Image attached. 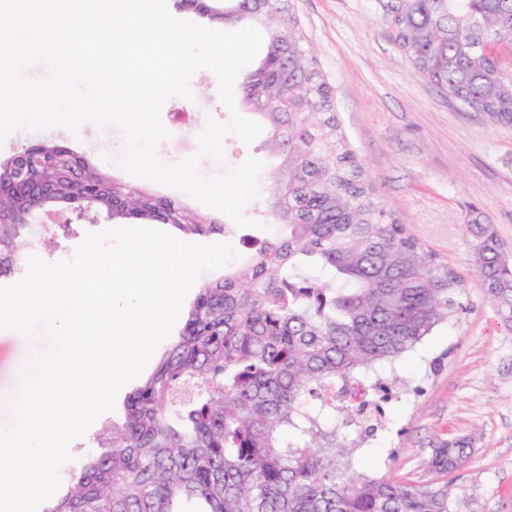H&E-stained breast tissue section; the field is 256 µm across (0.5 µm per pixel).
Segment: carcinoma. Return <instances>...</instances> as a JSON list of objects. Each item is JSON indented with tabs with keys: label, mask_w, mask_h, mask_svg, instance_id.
<instances>
[{
	"label": "carcinoma",
	"mask_w": 512,
	"mask_h": 512,
	"mask_svg": "<svg viewBox=\"0 0 512 512\" xmlns=\"http://www.w3.org/2000/svg\"><path fill=\"white\" fill-rule=\"evenodd\" d=\"M224 28L267 34L239 73V104L259 115L280 159L263 198L279 233L204 283L179 338L108 418L43 512H458L449 485L404 484L356 468L376 433L371 380L462 311L460 276L377 201L286 0H178ZM407 62L462 107L512 125V82L494 48L512 38V0H405L389 19ZM49 182L59 208L91 186L100 213L170 224L182 235L233 234L178 200L117 182L54 141L0 161V278L21 262L34 198L12 186ZM476 269L512 331V252L489 226L468 225ZM357 386L343 429L336 389ZM472 440L434 445L440 475Z\"/></svg>",
	"instance_id": "1"
}]
</instances>
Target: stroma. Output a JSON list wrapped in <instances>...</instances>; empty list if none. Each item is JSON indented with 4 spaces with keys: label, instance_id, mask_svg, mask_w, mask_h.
<instances>
[{
    "label": "stroma",
    "instance_id": "obj_1",
    "mask_svg": "<svg viewBox=\"0 0 512 512\" xmlns=\"http://www.w3.org/2000/svg\"><path fill=\"white\" fill-rule=\"evenodd\" d=\"M398 0H290L310 50L334 90L342 125L372 182L375 195L407 231L438 254L464 281L460 318L441 324L408 352L389 381L383 402L387 424L362 448L357 463L372 477L416 485L448 480L460 512H512V333L498 323L476 274L467 236L473 221L490 225L512 247V127H494L482 113L464 110L414 70L394 43L389 18ZM192 99L170 98L161 120L169 139L157 147L167 164L195 154L207 121L229 124L210 70L197 71ZM43 140L86 157L114 179L142 180L121 165L124 142L113 126L82 124L18 129L0 142L4 160ZM267 135L244 143L223 139V162L202 159L212 177L248 157L275 161ZM77 221L68 235L31 237L28 254L48 263L71 259L87 234L111 228ZM35 338L0 329V428L32 353L47 350ZM473 439L464 468L441 477L427 467L436 442Z\"/></svg>",
    "mask_w": 512,
    "mask_h": 512
}]
</instances>
